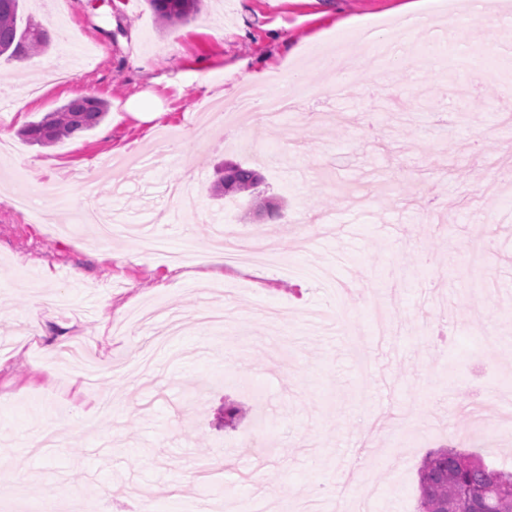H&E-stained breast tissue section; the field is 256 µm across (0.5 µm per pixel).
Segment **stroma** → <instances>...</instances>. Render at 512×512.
I'll return each instance as SVG.
<instances>
[{
	"label": "stroma",
	"mask_w": 512,
	"mask_h": 512,
	"mask_svg": "<svg viewBox=\"0 0 512 512\" xmlns=\"http://www.w3.org/2000/svg\"><path fill=\"white\" fill-rule=\"evenodd\" d=\"M408 2L205 0L163 31L145 0H115L109 17L82 0H22L21 20L62 31L47 58L74 77L37 98L29 70L0 63L12 89L0 189L58 172L68 182L38 194L43 223L0 208V504L39 512L51 481L123 512L213 499L228 512L294 500L416 512L432 449L487 438L485 463L512 470V8L450 28ZM399 21L408 63L381 69L359 29L386 37ZM334 54L355 61L337 89L322 63ZM465 54L492 74L459 66ZM202 69L222 85L200 88ZM257 85L307 93L279 126L199 109ZM85 94L109 103L99 126L49 148L24 140L25 125ZM140 97L160 118L127 111ZM313 110L346 124L316 125ZM159 140L180 153L142 166ZM228 161L263 174L279 217L211 197ZM78 170L95 172L93 187L73 183ZM170 179L196 201L177 217ZM91 195L126 232H68ZM225 232L271 240L288 272L248 253L229 270L207 265L202 249ZM228 404L241 410L232 427ZM43 428L63 445L32 454ZM214 454L224 482L212 487L200 473ZM354 468L365 485H347Z\"/></svg>",
	"instance_id": "1"
}]
</instances>
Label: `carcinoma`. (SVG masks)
I'll list each match as a JSON object with an SVG mask.
<instances>
[{
    "label": "carcinoma",
    "instance_id": "obj_1",
    "mask_svg": "<svg viewBox=\"0 0 512 512\" xmlns=\"http://www.w3.org/2000/svg\"><path fill=\"white\" fill-rule=\"evenodd\" d=\"M21 0H0V59L23 61L49 51L53 40L43 26L18 25ZM163 26L194 18L203 0H147ZM108 113V104L94 96H81L32 121L22 130L31 144L52 147L96 128ZM261 175L241 164H227L211 186L217 198H252V211L276 215L277 203L258 200ZM417 512H512V472L491 469L474 454L456 448H438L424 457L418 472Z\"/></svg>",
    "mask_w": 512,
    "mask_h": 512
}]
</instances>
